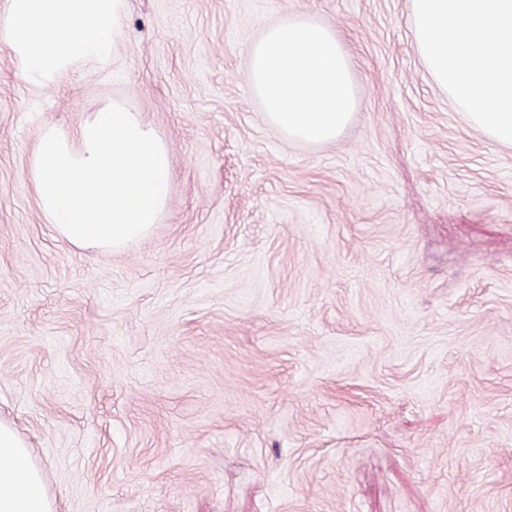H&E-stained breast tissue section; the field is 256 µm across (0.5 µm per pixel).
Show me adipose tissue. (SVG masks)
Returning <instances> with one entry per match:
<instances>
[{"mask_svg": "<svg viewBox=\"0 0 512 512\" xmlns=\"http://www.w3.org/2000/svg\"><path fill=\"white\" fill-rule=\"evenodd\" d=\"M127 0H7L0 41L15 70L36 89L59 84L86 62L116 61ZM0 512H56L29 446L0 421Z\"/></svg>", "mask_w": 512, "mask_h": 512, "instance_id": "obj_1", "label": "adipose tissue"}]
</instances>
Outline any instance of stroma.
<instances>
[{
	"label": "stroma",
	"instance_id": "stroma-1",
	"mask_svg": "<svg viewBox=\"0 0 512 512\" xmlns=\"http://www.w3.org/2000/svg\"><path fill=\"white\" fill-rule=\"evenodd\" d=\"M297 12L356 86L320 146L247 80ZM115 99L167 141L169 203L81 249L28 159ZM0 420L57 512H512V147L428 75L409 0H129L111 72L40 91L0 42Z\"/></svg>",
	"mask_w": 512,
	"mask_h": 512
}]
</instances>
